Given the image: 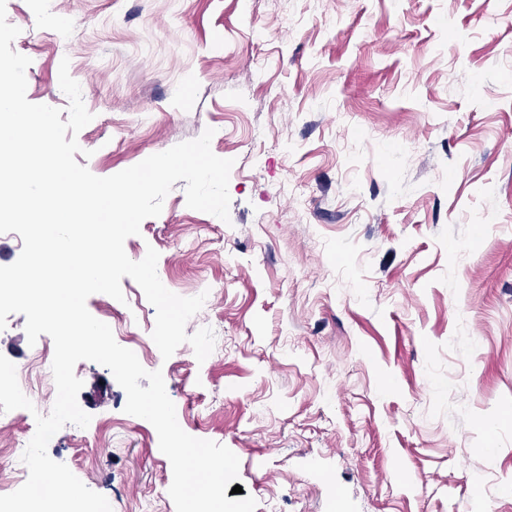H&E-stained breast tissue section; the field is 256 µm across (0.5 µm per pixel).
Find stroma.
I'll return each mask as SVG.
<instances>
[{"instance_id": "obj_1", "label": "stroma", "mask_w": 512, "mask_h": 512, "mask_svg": "<svg viewBox=\"0 0 512 512\" xmlns=\"http://www.w3.org/2000/svg\"><path fill=\"white\" fill-rule=\"evenodd\" d=\"M30 102L93 120L107 177L214 129L229 221L177 181L126 239L171 292L206 294L162 358L139 285L86 306L189 435L239 459L256 512H512V0H7ZM7 318L0 354L53 355ZM48 445L113 512H176L155 428L83 360ZM123 440L109 446V436Z\"/></svg>"}]
</instances>
